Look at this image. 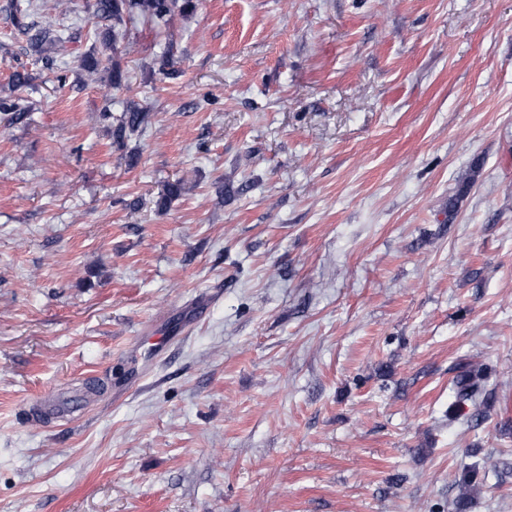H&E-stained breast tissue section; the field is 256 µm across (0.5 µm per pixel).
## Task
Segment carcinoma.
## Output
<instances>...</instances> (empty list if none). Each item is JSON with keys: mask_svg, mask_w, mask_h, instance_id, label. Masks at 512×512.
Here are the masks:
<instances>
[{"mask_svg": "<svg viewBox=\"0 0 512 512\" xmlns=\"http://www.w3.org/2000/svg\"><path fill=\"white\" fill-rule=\"evenodd\" d=\"M197 8V0H96L95 17L102 22L98 37L105 45H117L129 42L127 24L143 18L157 23H169L174 16L192 13ZM12 23L19 34L28 37L31 49L39 54L57 48L63 40L62 30L52 24H40L30 20V9H22L14 2L9 4ZM102 57L96 53H88L81 57L79 68L87 75L99 73ZM0 112L8 116V122L19 121L26 109L11 100L0 99ZM150 113L131 103L119 116L112 118V140L117 144L147 125ZM189 180L184 174L177 181L169 184L159 201V207L166 209L172 201L178 199ZM485 370L471 365L462 370V374L453 380L455 404L459 407L472 408L470 421L480 422L483 419L481 403L485 397Z\"/></svg>", "mask_w": 512, "mask_h": 512, "instance_id": "1", "label": "carcinoma"}]
</instances>
